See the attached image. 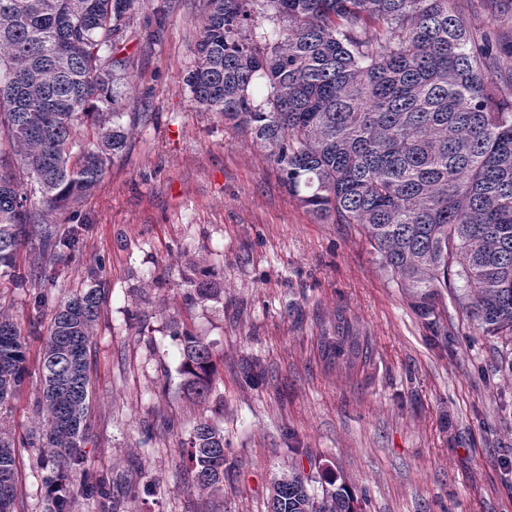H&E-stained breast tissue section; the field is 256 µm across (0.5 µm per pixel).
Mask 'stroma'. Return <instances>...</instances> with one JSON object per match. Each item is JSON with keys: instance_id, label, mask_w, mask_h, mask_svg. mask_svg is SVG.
<instances>
[{"instance_id": "stroma-1", "label": "stroma", "mask_w": 512, "mask_h": 512, "mask_svg": "<svg viewBox=\"0 0 512 512\" xmlns=\"http://www.w3.org/2000/svg\"><path fill=\"white\" fill-rule=\"evenodd\" d=\"M474 32L512 45L505 0H453ZM203 0H136L117 45L148 113L126 152L85 201L56 214L76 242L64 250L41 310L9 288L28 338L22 391L0 414L19 449L17 512H44L47 487L27 440L40 387V338L55 307L102 265L104 311L91 338L92 403L83 462L116 512H270L289 473L314 488L345 484L360 512H512V376L500 338L472 331L458 307L420 316L381 269L354 224H323L282 186L249 137L198 107L194 66ZM224 281L211 301L190 296L187 262ZM355 318L373 359L349 375L324 362L317 339L337 310ZM210 342L208 406L182 387L171 324ZM224 430L223 489L188 487L187 441L202 417ZM153 481L131 499L136 482Z\"/></svg>"}]
</instances>
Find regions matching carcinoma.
I'll return each mask as SVG.
<instances>
[{
    "label": "carcinoma",
    "instance_id": "carcinoma-1",
    "mask_svg": "<svg viewBox=\"0 0 512 512\" xmlns=\"http://www.w3.org/2000/svg\"><path fill=\"white\" fill-rule=\"evenodd\" d=\"M133 2L0 0V279L29 289L35 309L73 243L46 215L90 196L148 118L124 111L134 97L115 51ZM450 2L205 0L185 85L250 136L306 212L359 225L420 315H440L449 289L476 329L512 338V51ZM100 272L55 308L42 341L38 460L55 489L44 512H73L78 497L115 510L104 479L85 472L76 491L67 481L83 459ZM183 282L201 300L224 288L197 262ZM181 336L183 385L206 404L213 348ZM320 347L350 372L371 361L369 337L342 311ZM27 374V344L0 305V406ZM17 456L0 431V512H16ZM188 456L187 484L220 491L224 431L202 419ZM270 512H357V499L344 484L319 497L292 474L273 483Z\"/></svg>",
    "mask_w": 512,
    "mask_h": 512
}]
</instances>
